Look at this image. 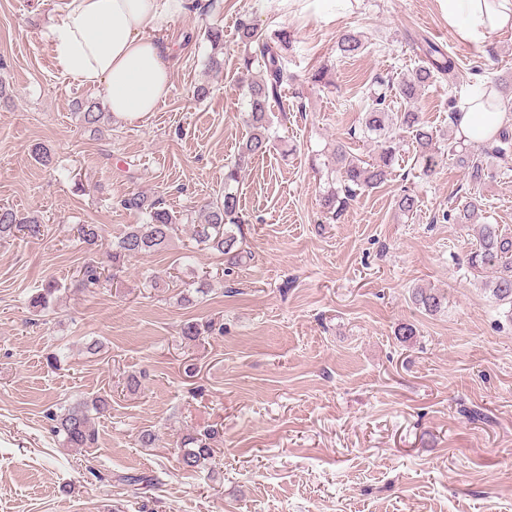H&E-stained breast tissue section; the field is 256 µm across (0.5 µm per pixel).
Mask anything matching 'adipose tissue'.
<instances>
[{"label": "adipose tissue", "mask_w": 512, "mask_h": 512, "mask_svg": "<svg viewBox=\"0 0 512 512\" xmlns=\"http://www.w3.org/2000/svg\"><path fill=\"white\" fill-rule=\"evenodd\" d=\"M462 41L484 42L512 27V0H441ZM185 0H62L58 23L44 33L62 73L103 88L107 106L119 118L155 111L171 89L164 49L151 34L183 13ZM512 114L469 98L457 114L468 140L482 142Z\"/></svg>", "instance_id": "ef3b65f1"}]
</instances>
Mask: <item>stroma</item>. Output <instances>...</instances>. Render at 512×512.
<instances>
[{
    "label": "stroma",
    "mask_w": 512,
    "mask_h": 512,
    "mask_svg": "<svg viewBox=\"0 0 512 512\" xmlns=\"http://www.w3.org/2000/svg\"><path fill=\"white\" fill-rule=\"evenodd\" d=\"M57 3L0 0V205L45 226L0 243V512H512V309L466 263L476 224L512 234V155L482 187L472 225L433 223L470 186L448 159L421 176L408 139L385 184L340 217L322 207L337 143L377 154L360 131L370 90L421 65L424 40L437 43L456 68L416 107L447 130L449 100L477 84L512 87V28L464 42L440 0H186L155 34L172 67L168 97L91 128L76 105L104 103L103 90L62 74L43 36ZM243 16L264 34L290 32V80L270 150L240 174L246 256L225 277L193 223L223 193L248 132ZM213 26L223 47L207 38ZM344 32L368 49L342 57ZM319 68L325 81L311 84ZM406 191L418 199L410 215L397 207ZM132 192L188 223L95 292L76 289L91 258L77 225L115 241L141 221L120 205ZM50 280L60 290L33 315L27 299ZM417 288L444 294L441 311L415 305ZM187 321L207 325L202 340L180 336ZM402 323L412 339L396 336ZM95 341L100 352L87 353ZM131 374L138 390L124 386ZM95 395L111 401L95 447H68L49 413ZM206 428L218 431L210 467L184 470L178 439ZM146 430L154 447L140 445ZM135 474L151 485H127Z\"/></svg>",
    "instance_id": "stroma-1"
}]
</instances>
